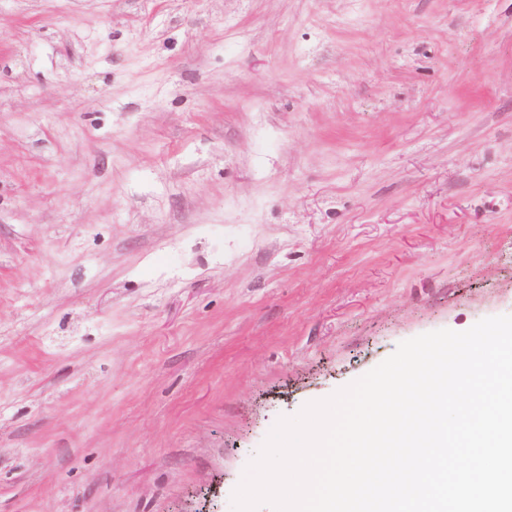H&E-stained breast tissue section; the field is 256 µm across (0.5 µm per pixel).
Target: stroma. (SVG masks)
I'll list each match as a JSON object with an SVG mask.
<instances>
[{
	"instance_id": "stroma-1",
	"label": "stroma",
	"mask_w": 512,
	"mask_h": 512,
	"mask_svg": "<svg viewBox=\"0 0 512 512\" xmlns=\"http://www.w3.org/2000/svg\"><path fill=\"white\" fill-rule=\"evenodd\" d=\"M499 315L512 0H0V512H232Z\"/></svg>"
}]
</instances>
